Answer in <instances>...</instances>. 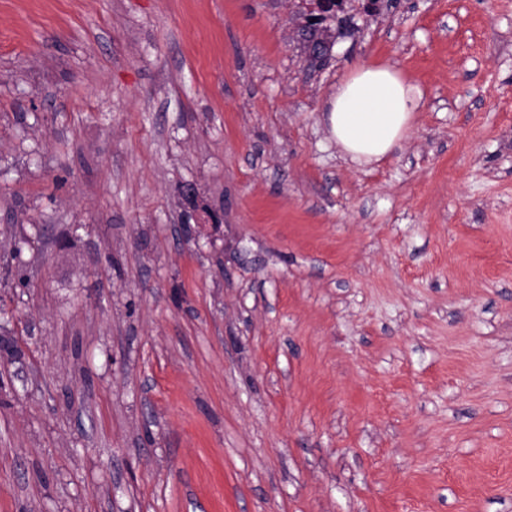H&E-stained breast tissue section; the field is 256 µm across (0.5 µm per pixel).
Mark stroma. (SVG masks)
I'll return each mask as SVG.
<instances>
[{"label":"stroma","instance_id":"1","mask_svg":"<svg viewBox=\"0 0 512 512\" xmlns=\"http://www.w3.org/2000/svg\"><path fill=\"white\" fill-rule=\"evenodd\" d=\"M309 9L0 0V512H512V0ZM336 146L358 165L380 161L406 137L418 108L415 88L387 65H359L328 100ZM183 196L196 215L198 223L214 224L216 226L223 222V215L221 213L207 207H201L198 204V194L194 186L187 185L184 188Z\"/></svg>","mask_w":512,"mask_h":512}]
</instances>
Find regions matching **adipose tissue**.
<instances>
[{"label":"adipose tissue","mask_w":512,"mask_h":512,"mask_svg":"<svg viewBox=\"0 0 512 512\" xmlns=\"http://www.w3.org/2000/svg\"><path fill=\"white\" fill-rule=\"evenodd\" d=\"M329 128L353 163L367 165L391 154L406 137L418 108L413 86L387 65H359L328 100Z\"/></svg>","instance_id":"adipose-tissue-1"}]
</instances>
